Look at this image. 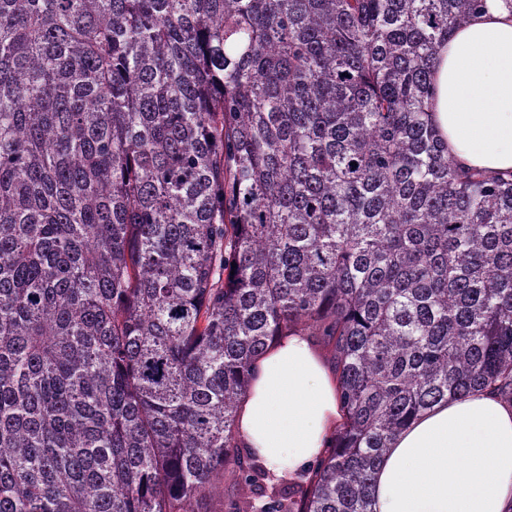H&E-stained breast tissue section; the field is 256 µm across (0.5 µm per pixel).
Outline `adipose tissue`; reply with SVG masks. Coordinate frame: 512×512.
Returning <instances> with one entry per match:
<instances>
[{
  "instance_id": "1",
  "label": "adipose tissue",
  "mask_w": 512,
  "mask_h": 512,
  "mask_svg": "<svg viewBox=\"0 0 512 512\" xmlns=\"http://www.w3.org/2000/svg\"><path fill=\"white\" fill-rule=\"evenodd\" d=\"M429 119L455 162L512 171V14L499 0L438 50ZM336 370L301 332L256 359L236 414V441L277 478L303 474L341 420ZM371 512H512V403L486 390L421 415L375 473Z\"/></svg>"
}]
</instances>
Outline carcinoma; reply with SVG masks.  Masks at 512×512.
<instances>
[{"label":"carcinoma","instance_id":"carcinoma-1","mask_svg":"<svg viewBox=\"0 0 512 512\" xmlns=\"http://www.w3.org/2000/svg\"><path fill=\"white\" fill-rule=\"evenodd\" d=\"M485 5L0 0V512H370L415 417L512 403V172L428 120ZM298 331L343 421L272 483L234 416Z\"/></svg>","mask_w":512,"mask_h":512}]
</instances>
